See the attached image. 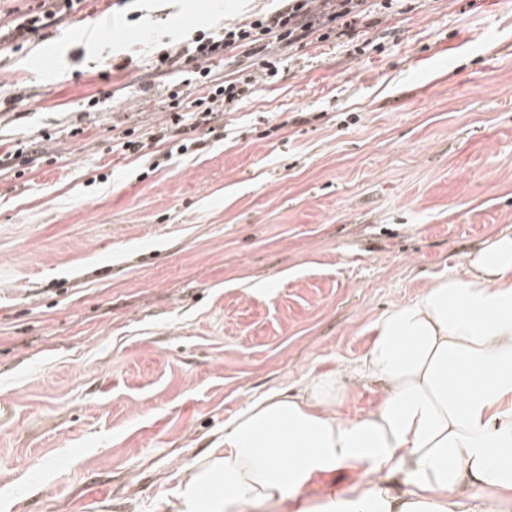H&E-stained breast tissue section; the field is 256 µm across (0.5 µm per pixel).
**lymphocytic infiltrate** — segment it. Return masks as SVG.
Wrapping results in <instances>:
<instances>
[{
	"label": "lymphocytic infiltrate",
	"mask_w": 512,
	"mask_h": 512,
	"mask_svg": "<svg viewBox=\"0 0 512 512\" xmlns=\"http://www.w3.org/2000/svg\"><path fill=\"white\" fill-rule=\"evenodd\" d=\"M373 14L368 0H280L273 12L260 13L244 24L223 26L210 36H198L162 53L155 61L157 70L176 65L186 58L200 63L201 77H208V61L241 52L248 60H260L267 73L277 69L274 52H290L312 40L326 41L352 35L367 24ZM251 76L230 79L215 85L212 92L195 99L202 121H210L224 108L237 105L253 93Z\"/></svg>",
	"instance_id": "f902f5d3"
}]
</instances>
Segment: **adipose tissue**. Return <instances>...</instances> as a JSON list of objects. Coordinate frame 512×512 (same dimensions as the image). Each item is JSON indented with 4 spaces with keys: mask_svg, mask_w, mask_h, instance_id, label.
Here are the masks:
<instances>
[{
    "mask_svg": "<svg viewBox=\"0 0 512 512\" xmlns=\"http://www.w3.org/2000/svg\"><path fill=\"white\" fill-rule=\"evenodd\" d=\"M370 329L354 368L269 390L225 420L170 512H459L467 485L512 512V232ZM368 386L376 405L342 417ZM342 469L357 476L346 494L308 497L314 478ZM393 477L405 491L387 488Z\"/></svg>",
    "mask_w": 512,
    "mask_h": 512,
    "instance_id": "adipose-tissue-1",
    "label": "adipose tissue"
}]
</instances>
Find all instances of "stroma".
Listing matches in <instances>:
<instances>
[{"instance_id": "obj_1", "label": "stroma", "mask_w": 512, "mask_h": 512, "mask_svg": "<svg viewBox=\"0 0 512 512\" xmlns=\"http://www.w3.org/2000/svg\"><path fill=\"white\" fill-rule=\"evenodd\" d=\"M276 7L83 0L0 46V512H167L227 418L512 229V0H395L149 139L208 90L172 37ZM253 87L254 80L251 75L224 80V83L216 84L208 96L195 99L193 103L202 110L194 114H200L202 122L206 123L215 118L213 115L224 112V108L228 106L232 108L250 97L254 93Z\"/></svg>"}]
</instances>
